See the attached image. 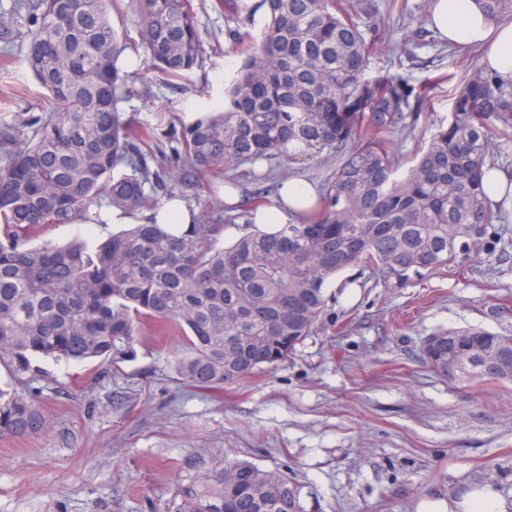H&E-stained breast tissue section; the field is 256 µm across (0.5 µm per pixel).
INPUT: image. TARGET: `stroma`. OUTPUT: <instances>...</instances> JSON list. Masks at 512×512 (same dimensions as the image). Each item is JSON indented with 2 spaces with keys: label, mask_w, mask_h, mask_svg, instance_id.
<instances>
[{
  "label": "stroma",
  "mask_w": 512,
  "mask_h": 512,
  "mask_svg": "<svg viewBox=\"0 0 512 512\" xmlns=\"http://www.w3.org/2000/svg\"><path fill=\"white\" fill-rule=\"evenodd\" d=\"M360 23L378 24L384 45L367 77L394 74L415 93L403 128L388 133L399 171L447 124L478 48L442 40L431 0H350ZM215 0H194L204 54L170 77L139 69L119 111L149 132L167 191L235 224H247L259 176H298L326 190L342 156L265 160L182 182L171 127L221 107L245 47ZM14 42L0 57V130L51 108ZM240 188L239 205L224 203ZM493 229V257L461 273L440 271L405 288L375 284L353 268L336 300L294 355L219 393H196L172 370L177 331L143 320L134 361L109 367L38 358L22 387L47 427L0 438V512H171L179 488L226 459L278 469L302 485L307 512H461L462 497L494 492L512 512V390L459 384L425 365L420 345L440 330L512 333V196Z\"/></svg>",
  "instance_id": "1"
}]
</instances>
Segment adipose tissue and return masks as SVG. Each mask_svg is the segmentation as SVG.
I'll use <instances>...</instances> for the list:
<instances>
[{
    "label": "adipose tissue",
    "mask_w": 512,
    "mask_h": 512,
    "mask_svg": "<svg viewBox=\"0 0 512 512\" xmlns=\"http://www.w3.org/2000/svg\"><path fill=\"white\" fill-rule=\"evenodd\" d=\"M433 26L458 45H479L484 49L482 59L496 72L512 74V22L490 21L477 0H433L430 7ZM317 197L313 184L303 178H290L280 188L278 204L253 212L251 220L260 226L286 223L290 214L302 213L315 203ZM197 213L179 198L162 201L151 210L133 213L112 210L104 219L110 224H138L152 218L158 224L188 225Z\"/></svg>",
    "instance_id": "1"
}]
</instances>
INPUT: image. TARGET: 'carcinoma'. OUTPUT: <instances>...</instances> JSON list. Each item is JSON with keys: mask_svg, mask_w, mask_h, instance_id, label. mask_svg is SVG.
Listing matches in <instances>:
<instances>
[{"mask_svg": "<svg viewBox=\"0 0 512 512\" xmlns=\"http://www.w3.org/2000/svg\"><path fill=\"white\" fill-rule=\"evenodd\" d=\"M493 21L512 0H479ZM117 0H9L0 22L22 19L28 70L52 109L0 131V362L20 379L33 360L136 356L145 318L183 335L173 368L186 386L220 392L264 366L288 360L333 300L336 276L371 270L386 288L493 256L488 233L501 203L487 194L497 127L512 128V75L475 64L448 126L397 174L380 133L406 119L412 90L396 75L365 77L383 44L341 0H218L224 20L244 29V60L225 89L224 111L173 131L182 167L223 172L259 160L344 150L320 207L272 232L247 230L224 244L225 225L207 215L188 229L130 224L98 244L33 245L46 224L102 223V199L129 212L157 205L162 172L134 117L117 105L130 92L127 43L113 27ZM149 67L180 76L200 65L203 43L193 0H133ZM33 129V133L25 129ZM439 336L492 338L477 354L423 357L459 382L512 384L494 371L512 334L481 328ZM46 421L34 401L0 388V437L37 434ZM173 512H307L303 486L288 475L226 459L182 487Z\"/></svg>", "mask_w": 512, "mask_h": 512, "instance_id": "obj_1", "label": "carcinoma"}]
</instances>
